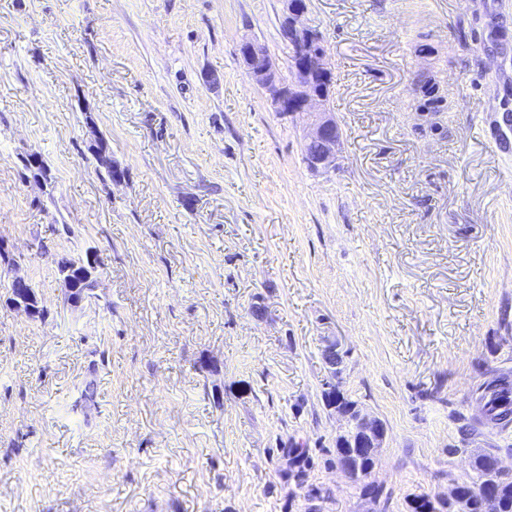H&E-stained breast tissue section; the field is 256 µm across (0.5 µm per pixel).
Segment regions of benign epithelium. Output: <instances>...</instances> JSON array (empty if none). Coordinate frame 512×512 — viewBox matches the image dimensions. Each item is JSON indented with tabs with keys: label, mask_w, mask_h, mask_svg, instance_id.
<instances>
[{
	"label": "benign epithelium",
	"mask_w": 512,
	"mask_h": 512,
	"mask_svg": "<svg viewBox=\"0 0 512 512\" xmlns=\"http://www.w3.org/2000/svg\"><path fill=\"white\" fill-rule=\"evenodd\" d=\"M285 2L280 35L292 47L289 78L280 76L267 47L257 39L244 40L239 46V54L255 82L270 94L275 111L297 115L306 121L304 161L311 171L328 174L336 171L341 145L339 128L326 108L334 82V69L326 61L327 50L322 34L307 22V0ZM324 363L327 383L340 382L344 372V353L338 340L327 341ZM336 414L345 421V427L337 438H350L358 424L361 433L354 447L368 448L372 455H377L385 437L382 422L359 407L352 413L338 405Z\"/></svg>",
	"instance_id": "1"
}]
</instances>
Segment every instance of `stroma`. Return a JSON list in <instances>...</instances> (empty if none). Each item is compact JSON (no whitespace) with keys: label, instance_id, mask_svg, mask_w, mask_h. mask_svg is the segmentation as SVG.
Segmentation results:
<instances>
[{"label":"stroma","instance_id":"35a3bbf8","mask_svg":"<svg viewBox=\"0 0 512 512\" xmlns=\"http://www.w3.org/2000/svg\"><path fill=\"white\" fill-rule=\"evenodd\" d=\"M284 9L0 0V512H307L292 440L321 512H365L327 464L330 336L385 428L388 512L479 451L512 469L478 393L512 374V0H309L335 71L327 175L239 56L258 39L288 76ZM89 251L75 306L57 262ZM16 274L45 317L9 303ZM291 448H282L284 455L288 457L289 469L287 471L288 478L292 477L297 485H303L305 482L306 472L309 465V448L302 446H294Z\"/></svg>","mask_w":512,"mask_h":512}]
</instances>
